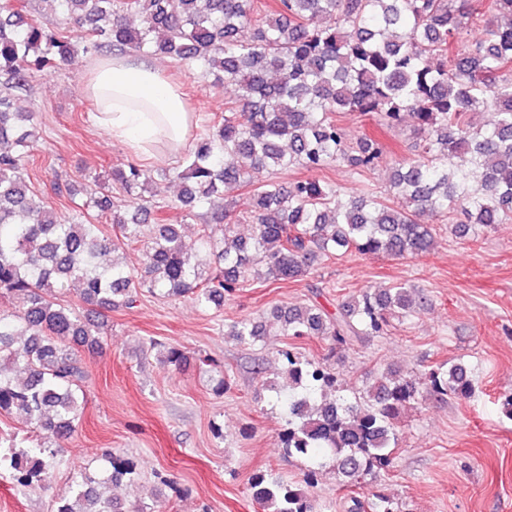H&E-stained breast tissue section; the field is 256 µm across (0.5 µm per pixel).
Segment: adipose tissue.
Returning a JSON list of instances; mask_svg holds the SVG:
<instances>
[{"label": "adipose tissue", "instance_id": "1", "mask_svg": "<svg viewBox=\"0 0 512 512\" xmlns=\"http://www.w3.org/2000/svg\"><path fill=\"white\" fill-rule=\"evenodd\" d=\"M85 91L96 106V126L135 152L163 141L174 156L187 145L195 114L180 86L154 61L112 55L94 69Z\"/></svg>", "mask_w": 512, "mask_h": 512}]
</instances>
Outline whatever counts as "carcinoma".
Wrapping results in <instances>:
<instances>
[{
    "label": "carcinoma",
    "mask_w": 512,
    "mask_h": 512,
    "mask_svg": "<svg viewBox=\"0 0 512 512\" xmlns=\"http://www.w3.org/2000/svg\"><path fill=\"white\" fill-rule=\"evenodd\" d=\"M14 2L0 0V301L18 311L0 312V416L21 419L36 434L31 447L0 449V471L21 487L45 484L58 455L54 441L76 432L87 380L79 349L103 345L101 323L61 303L65 290L77 288L82 304L95 310L130 308L143 288L219 306L248 271L287 282L305 276L320 256L427 254L436 228L421 222L425 213L445 221L460 213L452 228L460 236L512 216V0H490L482 12L479 0H274L259 16L254 0H42L58 17L55 26ZM131 14L140 17L136 28ZM475 15L481 40L453 52ZM104 48L162 54L235 86L224 117L196 139L177 173L186 217L207 221L192 244L165 223L162 206L146 200L167 169L129 163L112 170L113 186L142 202L132 212L113 210L97 180L66 215L32 199L22 160L40 138L39 116L19 111L13 90L33 72ZM476 112L491 119L477 126ZM339 114L390 129L413 119L417 154L391 159L387 196L348 197L334 183L279 180L292 169L314 173L336 163L366 172L388 160L389 147L374 135L348 141ZM230 184L250 188L247 214L215 207ZM92 208L112 211L113 233L91 221ZM148 220L153 232L146 238ZM238 224L252 225V233L238 235ZM217 226L220 238L212 232ZM135 246L145 257L140 268L124 256ZM206 254L219 261L207 275ZM418 299V289L400 283L349 297L334 314L295 306L273 316L282 335L317 336L333 351L407 320ZM232 335L256 343L264 331L242 320ZM278 358L284 371L276 401L286 411L279 447L308 461V485L330 460L350 488L349 512H399L389 496L355 487L393 466L398 423L421 393L445 400L473 391L468 368L446 362L417 378L390 370L350 403L337 395L326 364L288 347ZM205 362L217 373L214 393L223 394L224 371L212 358ZM100 461L93 472L77 471L74 494L56 512H122L103 489L135 479L137 465L110 452ZM248 492L261 512H316L301 487L262 471L251 475Z\"/></svg>",
    "instance_id": "1"
}]
</instances>
